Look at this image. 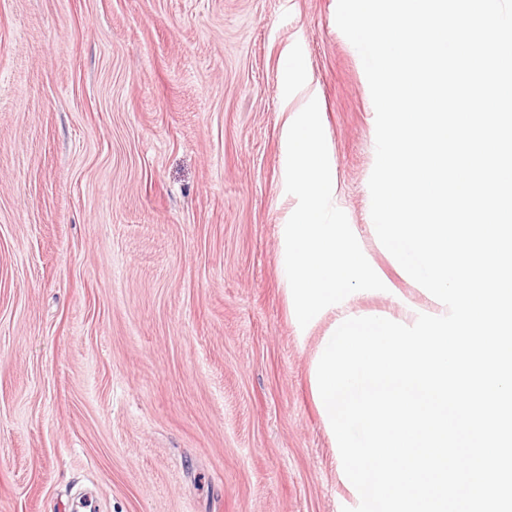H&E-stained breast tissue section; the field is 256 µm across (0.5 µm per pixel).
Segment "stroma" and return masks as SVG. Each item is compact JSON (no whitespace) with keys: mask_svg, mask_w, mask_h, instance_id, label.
Returning a JSON list of instances; mask_svg holds the SVG:
<instances>
[{"mask_svg":"<svg viewBox=\"0 0 512 512\" xmlns=\"http://www.w3.org/2000/svg\"><path fill=\"white\" fill-rule=\"evenodd\" d=\"M337 0H0V512H342L289 313V114L378 265ZM351 310L433 303L410 281Z\"/></svg>","mask_w":512,"mask_h":512,"instance_id":"obj_1","label":"stroma"}]
</instances>
